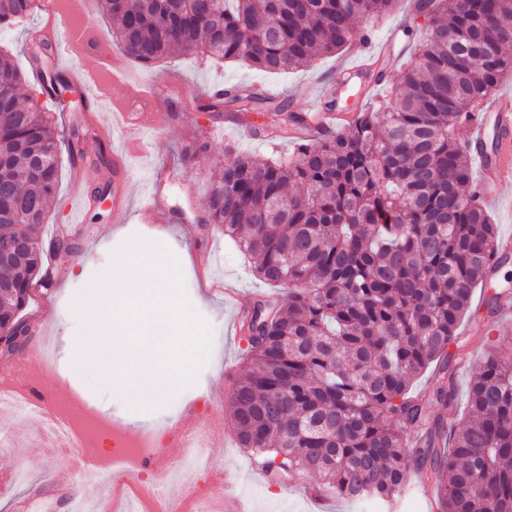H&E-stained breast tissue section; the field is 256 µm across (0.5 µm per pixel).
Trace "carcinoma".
Instances as JSON below:
<instances>
[{
	"instance_id": "carcinoma-1",
	"label": "carcinoma",
	"mask_w": 512,
	"mask_h": 512,
	"mask_svg": "<svg viewBox=\"0 0 512 512\" xmlns=\"http://www.w3.org/2000/svg\"><path fill=\"white\" fill-rule=\"evenodd\" d=\"M114 44L150 66L173 53L286 72L370 41L368 24L403 0H100ZM34 0H0V30ZM405 25L418 44L399 75L385 54L369 81L391 89L387 107L356 99L339 132L293 138L290 154L237 152L213 169L205 223L224 230L262 281L284 299H258L243 316L249 366L228 405L236 438L274 474L313 472L348 501L391 505L422 475L438 512H512V357H503L471 310L489 285L490 309L512 305L493 284L498 240L472 183L458 128L512 73V0H412ZM423 23H418L419 18ZM42 44L20 70L0 53V355L32 342L28 309L44 281L43 238L59 183L62 140L19 99L34 79L62 93L72 82ZM269 112L296 131L310 114L242 86L212 96L224 108ZM206 141L180 151L194 162ZM485 349L458 419L455 372ZM435 366L432 389L410 394Z\"/></svg>"
}]
</instances>
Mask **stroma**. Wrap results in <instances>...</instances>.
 Wrapping results in <instances>:
<instances>
[{
	"mask_svg": "<svg viewBox=\"0 0 512 512\" xmlns=\"http://www.w3.org/2000/svg\"><path fill=\"white\" fill-rule=\"evenodd\" d=\"M342 55L323 56L298 70L269 74L241 63H224L197 55H174L155 64L143 66L128 56L119 61L126 72L129 88L154 85L157 95L169 105L165 123L151 134L149 156L134 160L130 169L136 191L146 190L152 177L168 166H176L179 181L166 189L167 204L185 221L198 226L196 239H188L178 228L158 233L150 224L139 222L137 215L120 216L113 212L111 202L89 207L83 216L90 226L105 229L96 240L82 241L79 254H64L58 262L64 270L59 283L48 297L35 298L32 312H44V325L65 327L69 335H82L89 322L82 308L88 300L87 287L96 285L107 274L115 257L126 253L139 241H154L157 251L189 254L192 266L183 268L185 294L211 324L213 335L208 361L196 383L183 390L174 400L145 406L138 395L112 388L93 373H73L64 356H57L38 377L48 394H55L58 384L73 379L85 399L116 421L123 434L133 435L159 423L171 422L181 408L198 401L229 398L234 380L243 370L244 349L233 328L239 327L241 309L249 307L259 295L270 292V285L252 275L238 247L224 238L221 231L202 227L206 211L210 166L226 161L228 147L261 155L276 149H288V142H276L261 126L267 117L259 112H241L234 118L214 122L203 106L215 89L246 85L268 97H286L295 111H308L318 103L319 93L335 71ZM70 111L56 110L54 104L36 97L37 106L50 113L63 135L79 130L82 135L95 136L104 146L112 144V113L109 107H92L78 93L67 95ZM201 139L209 142L207 165L183 163L179 160L182 144ZM227 284L236 291L235 303H225L221 296L204 294L202 276ZM211 432L207 456L210 467L227 475L240 496L245 512H312L307 494L317 484L319 475L300 473L280 483H258L252 476L256 464L251 449L235 444L228 411L210 416ZM0 433L6 437L0 446V512H23L24 502L50 496L56 499L58 512H69L72 496L87 493L81 475L84 452L73 448L59 454L37 448V429L23 415L1 416ZM24 469L28 480L14 486L13 475Z\"/></svg>",
	"mask_w": 512,
	"mask_h": 512,
	"instance_id": "1",
	"label": "stroma"
}]
</instances>
